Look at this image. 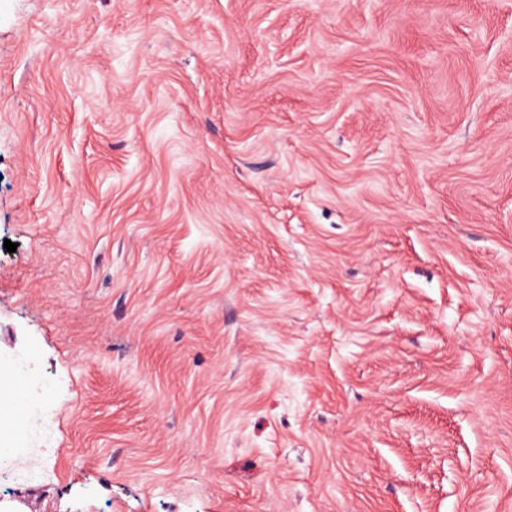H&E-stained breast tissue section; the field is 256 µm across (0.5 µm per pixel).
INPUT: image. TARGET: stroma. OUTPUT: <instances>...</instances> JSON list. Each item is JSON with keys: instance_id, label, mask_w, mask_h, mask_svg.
I'll return each instance as SVG.
<instances>
[{"instance_id": "obj_1", "label": "stroma", "mask_w": 512, "mask_h": 512, "mask_svg": "<svg viewBox=\"0 0 512 512\" xmlns=\"http://www.w3.org/2000/svg\"><path fill=\"white\" fill-rule=\"evenodd\" d=\"M0 384V512H512V0H0Z\"/></svg>"}]
</instances>
